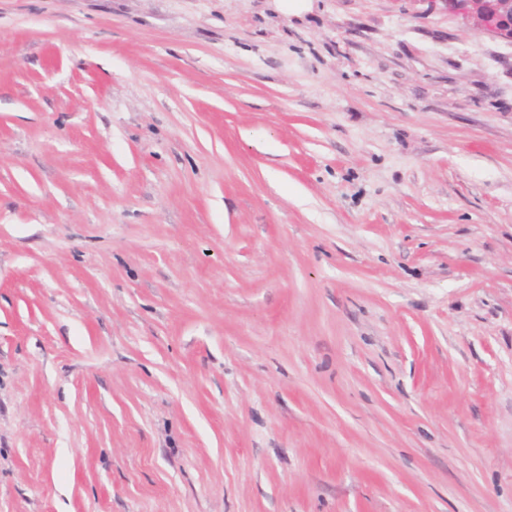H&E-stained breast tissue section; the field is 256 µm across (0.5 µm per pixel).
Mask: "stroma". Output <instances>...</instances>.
Listing matches in <instances>:
<instances>
[{
    "instance_id": "obj_1",
    "label": "stroma",
    "mask_w": 512,
    "mask_h": 512,
    "mask_svg": "<svg viewBox=\"0 0 512 512\" xmlns=\"http://www.w3.org/2000/svg\"><path fill=\"white\" fill-rule=\"evenodd\" d=\"M0 512H512V44L0 0Z\"/></svg>"
}]
</instances>
